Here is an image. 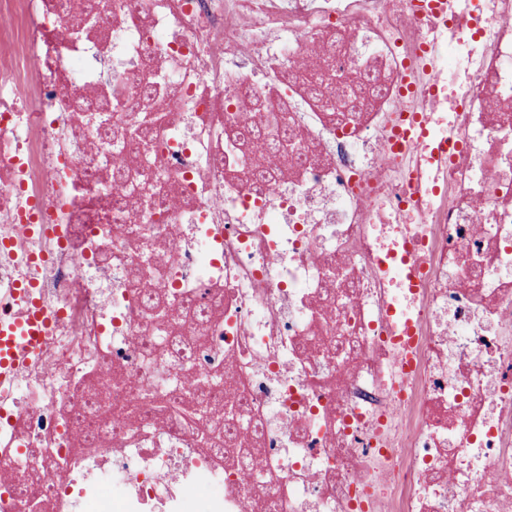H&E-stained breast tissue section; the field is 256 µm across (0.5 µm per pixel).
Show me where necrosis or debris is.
I'll return each instance as SVG.
<instances>
[{"mask_svg": "<svg viewBox=\"0 0 512 512\" xmlns=\"http://www.w3.org/2000/svg\"><path fill=\"white\" fill-rule=\"evenodd\" d=\"M107 15L77 40L62 0H0V321L51 317L0 382V512L33 466L41 512H512V0ZM117 113L152 132L120 207ZM418 114L430 138L393 151ZM247 124L290 133L264 192ZM413 237L415 292L379 264ZM180 381L220 434L173 423Z\"/></svg>", "mask_w": 512, "mask_h": 512, "instance_id": "obj_1", "label": "necrosis or debris"}]
</instances>
